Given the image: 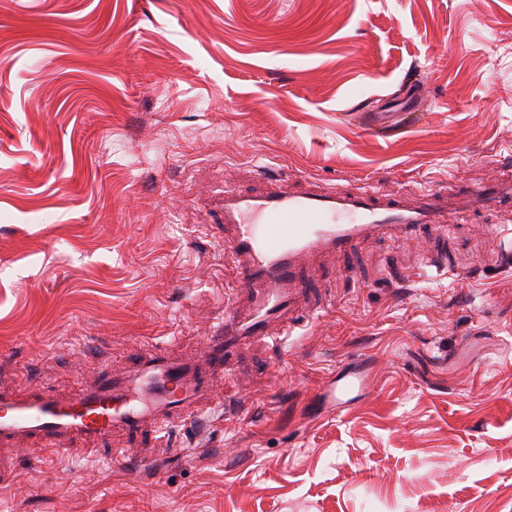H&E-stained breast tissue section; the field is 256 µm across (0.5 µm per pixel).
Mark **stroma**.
I'll list each match as a JSON object with an SVG mask.
<instances>
[{"instance_id": "stroma-1", "label": "stroma", "mask_w": 512, "mask_h": 512, "mask_svg": "<svg viewBox=\"0 0 512 512\" xmlns=\"http://www.w3.org/2000/svg\"><path fill=\"white\" fill-rule=\"evenodd\" d=\"M512 153V0H0V383L69 392L171 341L234 281L210 238L256 168L461 192ZM484 219L323 257L324 316L244 349L221 407L38 463L0 448V512H512V259ZM445 255L463 278L388 277ZM355 405L308 401L351 361Z\"/></svg>"}]
</instances>
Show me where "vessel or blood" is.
Instances as JSON below:
<instances>
[{"label": "vessel or blood", "mask_w": 512, "mask_h": 512, "mask_svg": "<svg viewBox=\"0 0 512 512\" xmlns=\"http://www.w3.org/2000/svg\"><path fill=\"white\" fill-rule=\"evenodd\" d=\"M261 193L225 188L214 198L212 235L234 259L239 289L208 338L200 361L171 356L165 347L140 360L133 377L109 370L78 392L61 395L25 380L23 391L0 387V447L25 445L41 461L74 454L77 442L112 431L153 434L182 423L185 404L213 398L243 346L276 339L324 311L302 287L319 257L347 252L362 240L424 228L444 235L471 213L512 205V180H492L462 195L425 189L395 195L375 184L324 187L270 176ZM370 387L365 366L340 369L317 395L320 410H338Z\"/></svg>", "instance_id": "1"}]
</instances>
